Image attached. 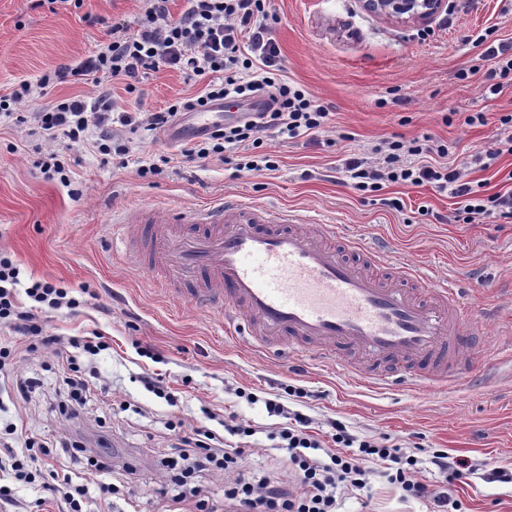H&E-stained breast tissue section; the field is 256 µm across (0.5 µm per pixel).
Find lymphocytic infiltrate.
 I'll list each match as a JSON object with an SVG mask.
<instances>
[{"instance_id": "1", "label": "lymphocytic infiltrate", "mask_w": 512, "mask_h": 512, "mask_svg": "<svg viewBox=\"0 0 512 512\" xmlns=\"http://www.w3.org/2000/svg\"><path fill=\"white\" fill-rule=\"evenodd\" d=\"M169 2L144 0L137 30L130 36L125 35L123 23L85 15L88 24L107 27L109 40L82 59L47 70L36 81H20L11 92L0 94V119L28 126L30 134L49 144V153L34 165L47 178L71 188L73 196L81 194L72 185L66 161L74 145H90L103 161H116L123 168L130 147L122 130L158 132L177 115L219 100L264 96L270 103L256 117L215 126L203 140L185 144L182 157L221 162L232 153L240 157L238 170L274 171L277 159L262 150L265 132L285 142L299 137L315 140L328 131V108L283 73L279 47L270 35L267 0H183L176 17ZM495 32V27H487L475 40L484 46L483 57L491 63L484 92L494 96L512 86V44L493 43ZM164 68L176 70L188 81L205 80L206 86L157 112L128 110L114 98L113 81H121L127 94L138 96L144 79ZM88 83L94 86L89 97L61 98L36 112L21 109L29 98L47 96L60 85ZM450 154L449 145L441 142L384 140L369 152L348 155L343 168L354 188L363 192H378L391 184L450 191L462 200L453 213L457 224H475L492 215L512 220V190L479 195L464 182L461 168L450 164ZM20 275L19 265L0 255V322L29 337V351L60 346L61 336L46 331L44 314L49 309H77L80 300L57 284L40 279L25 283ZM295 421V426L279 431L288 453L290 481L273 473L258 476L246 471L241 449L214 447L215 435L209 431L201 439L184 438V450L166 462L177 473L173 483L179 498L205 512L200 487L188 482L186 475L215 467L230 475L224 485L229 512H336L337 492L365 488L377 468L391 470L392 483L409 495L427 496V487L414 475L415 459L400 448L355 440L339 422L326 443L308 432L305 417L296 416Z\"/></svg>"}]
</instances>
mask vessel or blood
<instances>
[{
	"instance_id": "1",
	"label": "vessel or blood",
	"mask_w": 512,
	"mask_h": 512,
	"mask_svg": "<svg viewBox=\"0 0 512 512\" xmlns=\"http://www.w3.org/2000/svg\"><path fill=\"white\" fill-rule=\"evenodd\" d=\"M219 108L191 115L166 136L176 143L236 120ZM151 228L130 241L127 227L112 233L134 263L149 260L163 291L223 312L256 348L351 357L352 379L383 389L396 381L430 387L447 383L448 350L469 335L473 315L462 290L432 281L420 269L382 262L383 246H370L335 226L271 207L219 199Z\"/></svg>"
}]
</instances>
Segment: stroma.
<instances>
[{
  "mask_svg": "<svg viewBox=\"0 0 512 512\" xmlns=\"http://www.w3.org/2000/svg\"><path fill=\"white\" fill-rule=\"evenodd\" d=\"M141 7L140 0H84L81 9L52 13L31 9L29 0H0V93L105 41L107 29L85 24L81 13L120 18L132 28ZM268 11L285 75L331 111L327 141L284 143L265 134L277 170L241 172L232 162L181 157L143 179L137 161L117 168L85 144L71 151L82 191L75 198L35 167L39 140L26 128L0 125V252L25 276L85 301L74 311L48 313L47 329L67 339L55 353H28L25 338L0 325V344L11 350L0 360V430L16 425L9 444L31 475L30 482L14 483V500L0 512H66L61 495L46 487L67 481L84 487L83 512H193L192 502L168 490L164 460L180 437L199 429L244 447L255 472L287 475L274 436L286 419L268 414L269 399L304 415L312 434L325 436L338 420L358 438L402 447L416 457L417 478L431 492L403 497L380 470L357 495H338L336 512H443L433 500L442 492L452 501L444 512H512V479L484 478L493 468L512 476V222L453 224L458 203L449 193L389 185L364 194L341 166L347 153L384 139L445 141L460 163L491 146L499 114L512 113V88L494 99L482 95L489 63L474 38L493 25L499 39L512 42V0H448L447 10L423 25L370 13L362 0H268ZM462 70L468 79H458ZM201 88L164 69L127 106L156 112ZM475 112L485 123L466 125ZM223 196L331 221L367 243L387 239L386 261L454 281L474 309L494 307L501 317L475 322L453 383L430 389H370L352 382L347 362L256 350L226 332L218 311L159 295L153 270L132 267L112 239L114 221L137 208L191 210ZM95 333L110 347L86 360L90 391L72 422L58 410L67 399L62 359L75 353L70 338ZM145 373L163 379L173 402L144 388ZM18 377L38 378L41 387L28 400H9L6 389ZM292 386L302 396L288 395ZM237 424L254 428V435H230L228 426ZM99 433L110 440L109 468L60 454L53 471L43 469V453L56 437L83 442ZM431 450L472 460L474 469L446 477L430 464Z\"/></svg>",
  "mask_w": 512,
  "mask_h": 512,
  "instance_id": "1",
  "label": "stroma"
}]
</instances>
